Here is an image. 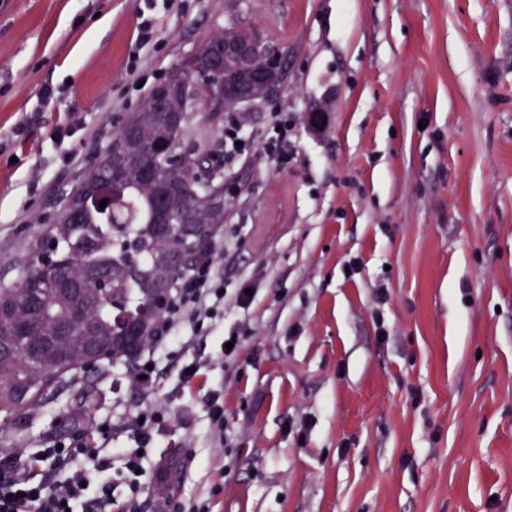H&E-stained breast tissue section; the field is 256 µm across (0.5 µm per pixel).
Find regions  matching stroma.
Listing matches in <instances>:
<instances>
[{
  "mask_svg": "<svg viewBox=\"0 0 512 512\" xmlns=\"http://www.w3.org/2000/svg\"><path fill=\"white\" fill-rule=\"evenodd\" d=\"M232 16L288 54L278 98L230 111L256 132L287 113L288 162L231 172L218 249L227 288L257 293L161 358L173 420L145 447L142 512H512V0H0V288ZM88 382L97 418L141 398L120 364ZM73 406L63 387L0 431V465L71 436ZM180 472L181 465L179 454L176 451H171L168 462L164 469L160 472L157 479L158 484L156 491H161V495L170 497L178 483Z\"/></svg>",
  "mask_w": 512,
  "mask_h": 512,
  "instance_id": "35a3bbf8",
  "label": "stroma"
}]
</instances>
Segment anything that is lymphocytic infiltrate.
Segmentation results:
<instances>
[{"instance_id":"1","label":"lymphocytic infiltrate","mask_w":512,"mask_h":512,"mask_svg":"<svg viewBox=\"0 0 512 512\" xmlns=\"http://www.w3.org/2000/svg\"><path fill=\"white\" fill-rule=\"evenodd\" d=\"M272 124V130L257 134L244 130L235 120H228L225 165H233L240 157L249 155L276 167L286 163L283 144L290 127L287 113H277ZM223 287L224 268L218 252H201L186 277L171 289L150 353L171 355L185 347V334H207L224 314ZM131 383L144 400L125 408L120 419H86L75 438L58 446L50 445L34 456L15 450L11 465L0 468V512H73L78 505L83 512H141L137 472L143 467V456L139 448L162 431L172 416L166 407L153 400L163 388L160 368L138 365ZM118 431L131 434L136 447H113L112 435ZM116 458L120 459L127 479L123 499L115 500L107 484L95 497H87V473L109 469Z\"/></svg>"}]
</instances>
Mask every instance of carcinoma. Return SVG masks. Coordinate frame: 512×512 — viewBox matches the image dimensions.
I'll use <instances>...</instances> for the list:
<instances>
[{
	"label": "carcinoma",
	"instance_id": "obj_1",
	"mask_svg": "<svg viewBox=\"0 0 512 512\" xmlns=\"http://www.w3.org/2000/svg\"><path fill=\"white\" fill-rule=\"evenodd\" d=\"M222 31L197 48L196 68L204 70L215 51L224 48ZM157 91H152L141 109L129 115L117 145L84 171L78 188L48 225L45 239L36 242L13 288L0 289V303L12 308V315L0 320V338L14 335L25 326L47 333L65 319L69 300L59 295L57 281L67 278L83 285V306L89 334L112 336L109 360L134 361L154 337L163 312L148 307L151 297L170 289L190 269L198 252L213 244V232L224 223L222 180L189 184L196 169L214 159L213 137L224 134L221 116L213 113L202 119L200 113L187 115L182 129L172 127L159 112ZM192 151L190 168L175 171L160 162L175 146ZM108 200L105 208L99 202ZM63 243L66 251H87L88 259H77L58 268L56 273L41 270L44 246ZM141 256L132 267L124 260V249ZM94 265L112 279V291L128 306L144 312L147 326L136 347L116 334L114 312L88 280V266ZM71 371L54 367L47 360L23 351L9 362L0 361V415L20 423L26 412L44 400ZM24 380L38 390L26 407L15 404L13 390ZM72 424L77 426L93 408L91 388L75 394ZM181 472L179 454L170 453L158 477L156 490L170 496Z\"/></svg>",
	"mask_w": 512,
	"mask_h": 512
}]
</instances>
